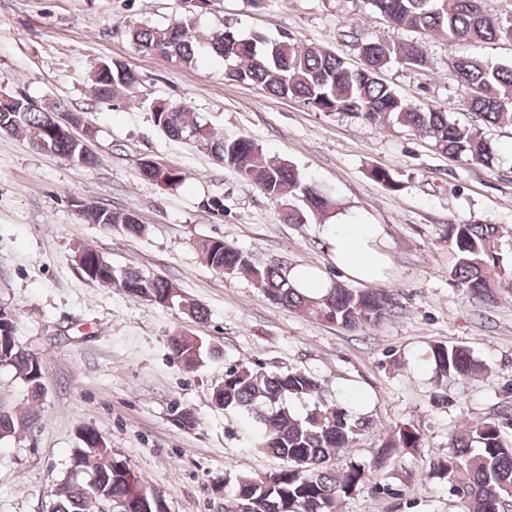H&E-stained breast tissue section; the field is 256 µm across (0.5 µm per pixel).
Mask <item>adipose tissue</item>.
Masks as SVG:
<instances>
[{
	"label": "adipose tissue",
	"instance_id": "1",
	"mask_svg": "<svg viewBox=\"0 0 512 512\" xmlns=\"http://www.w3.org/2000/svg\"><path fill=\"white\" fill-rule=\"evenodd\" d=\"M322 231L332 242L339 270L366 284L383 280L386 258L376 246L382 233L381 225L364 223L346 213L337 216L335 223L323 225Z\"/></svg>",
	"mask_w": 512,
	"mask_h": 512
}]
</instances>
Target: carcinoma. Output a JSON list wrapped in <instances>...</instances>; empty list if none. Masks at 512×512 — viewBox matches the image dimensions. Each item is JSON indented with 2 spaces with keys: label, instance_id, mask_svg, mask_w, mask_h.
I'll return each instance as SVG.
<instances>
[{
  "label": "carcinoma",
  "instance_id": "obj_1",
  "mask_svg": "<svg viewBox=\"0 0 512 512\" xmlns=\"http://www.w3.org/2000/svg\"><path fill=\"white\" fill-rule=\"evenodd\" d=\"M369 8L393 29L435 31L456 41H512V23L499 20L488 0H366ZM128 36L141 51L154 53L191 66L198 55V41L192 35L191 19L185 17L162 28L132 27ZM211 53L228 63V80L250 83L281 98L298 99L320 112H342L370 125H397L419 133L431 147L453 160L491 166L495 149L481 126L512 121V66L490 65L471 57H458L453 68L473 111V120L463 124L442 109L420 110L407 104L378 74L393 62L412 67L426 63L416 43L392 38L368 37L358 43L361 66L352 68L335 52L299 45L289 36L266 39L244 38L230 26L205 38ZM93 93L99 101L117 94H132L136 76L118 61L98 63L92 74ZM64 107L53 103L38 107L24 96H13L0 108V133L23 134L33 148L62 156L82 167L97 164L85 152L83 142L57 130ZM154 124L168 137L188 140L221 164L235 168L243 180L274 199L297 197L301 206L288 204L284 220L306 224L323 219L332 203L312 184H303L291 163L275 161L249 137L232 141L208 123L190 116L183 104L167 100L153 103ZM143 179L162 187L180 183V171L170 165L157 167L146 160L139 163ZM370 178L388 189L398 187L389 170L375 167ZM88 224L118 227L129 235H140L145 226L130 209L110 210L87 207L79 212ZM448 241L456 259L454 276L467 297L484 302L496 298L502 286L498 229L495 224L448 225ZM203 260L228 277L250 276L272 302L312 314L317 319L344 328L376 325L393 313L391 298L377 291H358L336 283L320 296H310L294 287L281 269L255 263L250 253L222 239L199 243ZM74 259L85 276L100 285L118 286L134 297L154 304L181 308L197 322L208 318L198 303L182 298L165 279L134 267L118 269L97 250L79 244ZM170 356L187 372L196 371L211 354L202 338L178 332L169 342ZM429 359L440 384L467 378L480 370L465 346L434 344ZM44 357L23 346L15 335L12 318L0 323V365L14 371L26 388L29 409L17 418L7 411L0 417V439L16 434L17 427L36 417L43 396ZM212 400L229 412L245 418L257 431L258 449L283 462L279 469L260 478L239 476L232 497L248 512H338L341 499L358 492L366 483V468L351 461L335 469L336 455L352 447L359 432L369 426L365 417L353 418L338 405L320 398L318 381L301 370L271 373L255 363L236 362L226 367L224 382L213 388ZM306 402L303 413L292 409ZM78 447L72 458L79 461L86 479H95L96 489L85 490L68 476L55 495L51 512H102L112 504L113 512H125V505L159 496L127 463L117 457L103 436L90 426L78 432ZM422 447L420 432L410 426L398 428L383 439L376 465L387 467L403 451ZM435 475L447 480L462 512H512V440L504 436L499 421L484 420L462 425L448 441V453L435 467Z\"/></svg>",
  "mask_w": 512,
  "mask_h": 512
}]
</instances>
